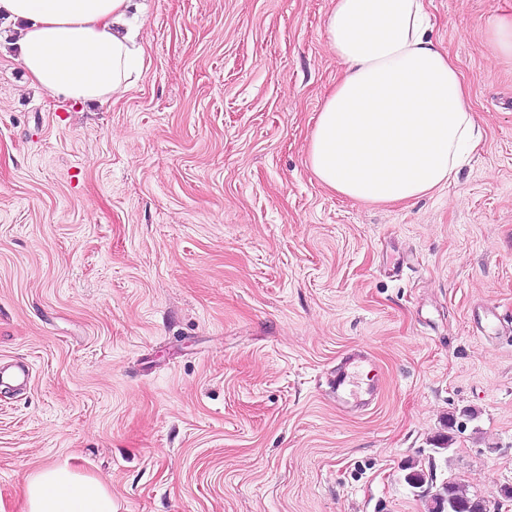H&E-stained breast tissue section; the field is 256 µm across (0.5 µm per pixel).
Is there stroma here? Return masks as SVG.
Masks as SVG:
<instances>
[{
	"instance_id": "35a3bbf8",
	"label": "stroma",
	"mask_w": 512,
	"mask_h": 512,
	"mask_svg": "<svg viewBox=\"0 0 512 512\" xmlns=\"http://www.w3.org/2000/svg\"><path fill=\"white\" fill-rule=\"evenodd\" d=\"M480 149L442 189L366 205L307 143L341 63L329 0H146L141 80L111 105L0 49V512L69 462L114 512H427L406 464L494 512L512 487V0H425ZM501 316L478 336L471 316ZM372 354L380 396L336 406ZM450 447L433 448L441 436ZM489 38L495 50L512 58V17H497L489 26ZM373 362L372 355L365 350L349 354L336 372L333 383L336 405L339 409H361L370 407L379 396V386H362L360 369ZM31 373L27 365H18L14 370H2L0 368V390H14L21 386H27L30 382Z\"/></svg>"
}]
</instances>
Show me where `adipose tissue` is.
<instances>
[{
  "label": "adipose tissue",
  "mask_w": 512,
  "mask_h": 512,
  "mask_svg": "<svg viewBox=\"0 0 512 512\" xmlns=\"http://www.w3.org/2000/svg\"><path fill=\"white\" fill-rule=\"evenodd\" d=\"M329 49L342 63L308 144L317 180L368 204L447 185L482 141L454 59L430 35L424 0H331ZM135 0H0L17 24L14 60L64 100L106 105L143 76ZM25 512H112L97 479L54 464L30 474Z\"/></svg>",
  "instance_id": "1"
}]
</instances>
